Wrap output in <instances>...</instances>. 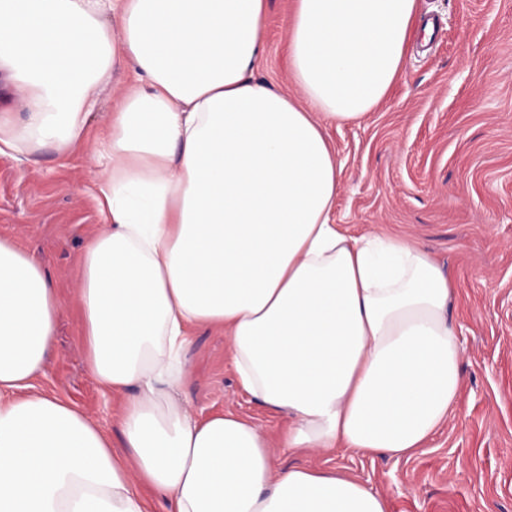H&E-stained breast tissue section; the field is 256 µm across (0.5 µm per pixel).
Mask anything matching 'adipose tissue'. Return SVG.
Returning a JSON list of instances; mask_svg holds the SVG:
<instances>
[{
    "instance_id": "obj_1",
    "label": "adipose tissue",
    "mask_w": 512,
    "mask_h": 512,
    "mask_svg": "<svg viewBox=\"0 0 512 512\" xmlns=\"http://www.w3.org/2000/svg\"><path fill=\"white\" fill-rule=\"evenodd\" d=\"M269 0H0V152L66 153L119 66L131 78L92 151L107 228L78 308L90 373L119 398L122 451L37 391L62 304L0 239V512H388L333 469L275 465L248 419L180 399L187 327L223 330L241 388L285 447L403 457L454 412L452 283L418 243L333 220L327 127L400 77L417 0H294L295 99L259 81Z\"/></svg>"
}]
</instances>
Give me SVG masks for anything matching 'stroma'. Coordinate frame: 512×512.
Here are the masks:
<instances>
[{
  "label": "stroma",
  "mask_w": 512,
  "mask_h": 512,
  "mask_svg": "<svg viewBox=\"0 0 512 512\" xmlns=\"http://www.w3.org/2000/svg\"><path fill=\"white\" fill-rule=\"evenodd\" d=\"M439 38L413 40L401 77L363 118L329 127L341 166L333 213L350 236L415 241L449 269L448 315L458 329L462 387L455 412L412 456L280 447L281 420L240 387L232 344L191 330L182 396L205 419H250L276 466L337 467L383 495L389 512H512V0H418ZM292 0H270L266 55L256 76L301 98L288 72ZM119 71L91 113L95 139L120 100ZM87 144L67 154H0V238L40 263L64 309L38 390L75 403L121 448L120 404L86 368L76 311L85 246L105 228L102 167Z\"/></svg>",
  "instance_id": "35a3bbf8"
}]
</instances>
